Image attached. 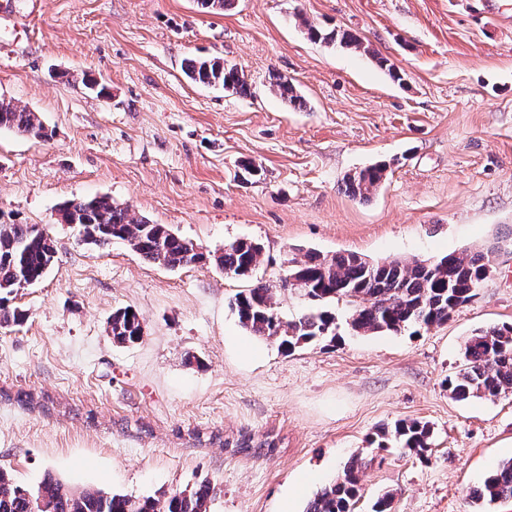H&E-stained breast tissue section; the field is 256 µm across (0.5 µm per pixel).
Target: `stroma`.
Segmentation results:
<instances>
[{"label":"stroma","mask_w":512,"mask_h":512,"mask_svg":"<svg viewBox=\"0 0 512 512\" xmlns=\"http://www.w3.org/2000/svg\"><path fill=\"white\" fill-rule=\"evenodd\" d=\"M482 2L236 0L207 14L196 0H43L25 31L1 28L0 98L38 112L49 138L0 130V222L45 229L56 261L16 296L26 320L0 327V469L140 498L205 479L209 512H282L291 494L303 512L357 454L358 512L387 490L395 512H473V489L512 458V394L459 402L443 385L474 330L512 323V0L495 19ZM309 23L370 51L312 40ZM191 57L237 65L250 95L192 83ZM273 70L302 106L275 93ZM379 160L390 169L369 200L344 193ZM96 195L206 252L255 240L264 260L237 279L83 243L58 210ZM487 247L476 297L417 334L353 335L339 304L335 342L286 354L231 308L260 281L284 318L306 312L279 284L307 249L389 262ZM124 307L145 326L127 347L107 332ZM399 419L431 426L428 458L372 444Z\"/></svg>","instance_id":"stroma-1"}]
</instances>
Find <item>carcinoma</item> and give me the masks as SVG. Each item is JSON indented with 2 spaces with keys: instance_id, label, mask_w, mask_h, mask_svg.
<instances>
[{
  "instance_id": "carcinoma-1",
  "label": "carcinoma",
  "mask_w": 512,
  "mask_h": 512,
  "mask_svg": "<svg viewBox=\"0 0 512 512\" xmlns=\"http://www.w3.org/2000/svg\"><path fill=\"white\" fill-rule=\"evenodd\" d=\"M234 0H197L205 13L220 14ZM308 36L316 41L354 51L368 47L354 34L306 25ZM184 73L192 82L220 86L239 96L250 95V84L243 70L219 59L195 58L185 62ZM272 86L288 105H302L301 96L288 78L275 74ZM0 129L21 136L44 139L48 133L37 113L25 106L0 98ZM389 164L378 161L344 179V191L366 200L381 186ZM62 221L92 228L93 244L104 246L118 239L129 244L143 260L167 269L213 262L231 277H247L262 262L263 247L248 240L224 244L220 254L194 253L196 246L172 233L162 224H153L131 214L109 196L72 199L61 209ZM56 249L45 230L32 224H0V326L20 325L26 313L10 301L21 290L39 282L54 264ZM488 260L482 250L449 253L428 263L419 259L390 263L371 261L356 253L324 255L308 251L301 260H292L286 278L300 283V291L320 306L316 312L291 320L283 319L276 307L273 289L263 283L238 292L233 306L241 327L250 335L274 342L292 351L317 338H336V317L329 309L343 302L349 307L350 329L361 335L420 332L448 322L452 312L468 303ZM112 342L126 346L142 340V321L137 312L119 308L112 313ZM462 368L446 379L450 394L459 400L471 397L497 398L512 393V324L492 325L479 330L465 345ZM378 447L393 442L423 458L432 446L428 424L399 420L391 428L376 432ZM363 459L351 458L337 479L311 497L304 512H355L360 499V472ZM213 487L203 480L167 498H137L92 489L73 492L47 477L38 494H33L7 472L0 470V512H30L31 503L40 499L45 512H209ZM476 512L512 500V459L501 462L473 492Z\"/></svg>"
}]
</instances>
